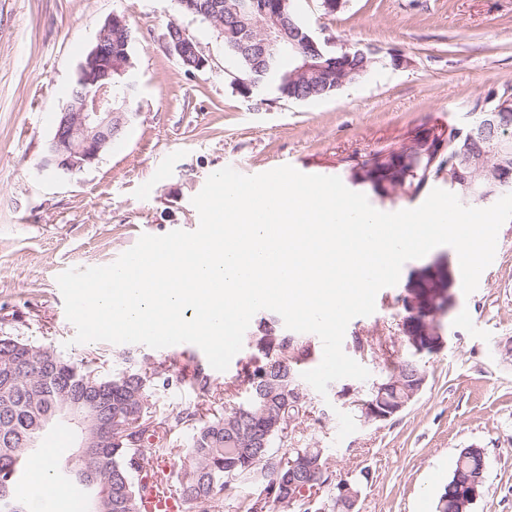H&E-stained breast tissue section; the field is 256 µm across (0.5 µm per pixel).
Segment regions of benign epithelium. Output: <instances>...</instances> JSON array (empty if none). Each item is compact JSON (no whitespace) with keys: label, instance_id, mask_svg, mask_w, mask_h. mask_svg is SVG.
I'll use <instances>...</instances> for the list:
<instances>
[{"label":"benign epithelium","instance_id":"7a95c632","mask_svg":"<svg viewBox=\"0 0 512 512\" xmlns=\"http://www.w3.org/2000/svg\"><path fill=\"white\" fill-rule=\"evenodd\" d=\"M283 3L279 0H267L256 6L244 0L243 14L238 19L239 26L248 32H256L263 39L265 53L275 57L285 51L298 53L300 64L292 76L320 71L318 60L323 51L333 44V38H317L302 34L295 28L285 29L283 25ZM127 30L126 17L114 14L109 17L100 30L97 43L81 64L79 73L90 83L73 112L60 113L54 134L45 146L40 167L58 176H67L95 162L112 142V130H119L131 121L133 100L121 101L113 98L112 85L99 83L91 74L104 68L117 69L122 72L123 62L102 60L101 46L108 34L118 35ZM512 98L501 105L495 112H481L471 126L481 131L496 130L512 124ZM512 182L505 175L496 180L495 185L479 191L481 199L490 203L504 192ZM454 278L448 260L437 257L425 266L415 270L409 277L400 305L412 320L408 321L411 330L406 336L410 357L415 358L428 352H437L445 346V336L440 318L449 313L456 303L452 292ZM415 381L406 388V396L390 400L385 396L386 386L374 381L369 386L372 401L362 399L354 404L362 410V417L367 421L386 420L400 412L423 389L426 375L414 373Z\"/></svg>","mask_w":512,"mask_h":512}]
</instances>
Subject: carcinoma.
I'll return each mask as SVG.
<instances>
[{"instance_id": "1", "label": "carcinoma", "mask_w": 512, "mask_h": 512, "mask_svg": "<svg viewBox=\"0 0 512 512\" xmlns=\"http://www.w3.org/2000/svg\"><path fill=\"white\" fill-rule=\"evenodd\" d=\"M180 10L212 24L244 80L249 85L271 84L279 97L309 101L328 97L354 83L377 65L371 55L341 51L324 55L322 77L287 81L297 57L283 54L267 62L258 41H244L233 14L238 0H221L220 17L211 15L213 0H177ZM285 21L310 33L298 16L294 0H283ZM512 144L508 131L459 132L449 129L438 166L448 165V179L457 177L456 157L467 151L482 159L466 171L467 180L484 188L495 179L499 144ZM436 152L423 145H403L385 153L381 176L371 190L386 195L382 181L401 186L415 196L431 177L429 165ZM255 352L241 370L249 390L246 403L221 413L198 407L193 411L161 412L153 393L172 381L200 392L211 388L204 369L196 364L148 366L102 374L91 363L71 360L51 347L35 345L7 333L0 336V512H26L15 490L31 462L42 455L47 436L65 431L74 438L73 453L55 460L58 479L77 489L85 512H141L148 486L137 476L147 458L145 440L157 437L152 451L181 460L179 491L192 507H208L238 482L260 484L253 497L241 504L243 512H271L277 505L297 512H345V503L333 493L309 501L302 484L313 472L328 468L321 448H295L284 433L289 421L305 415L307 400L289 397L299 387L298 367L313 359L309 336H290L275 327L262 329ZM187 429L184 448L166 447V436ZM287 451L280 452V449ZM486 460L481 452L461 450L455 469L437 503V512H460L459 487L468 481L484 485Z\"/></svg>"}]
</instances>
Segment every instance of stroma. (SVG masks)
Listing matches in <instances>:
<instances>
[{"label": "stroma", "mask_w": 512, "mask_h": 512, "mask_svg": "<svg viewBox=\"0 0 512 512\" xmlns=\"http://www.w3.org/2000/svg\"><path fill=\"white\" fill-rule=\"evenodd\" d=\"M311 31L337 45L377 51L362 80L313 101L261 103L233 83L237 67L215 28L179 12L175 0H0V333L49 346L72 360L97 357L101 372L165 360L140 344L75 343L57 276L113 263L144 234L193 230L192 198L224 167L255 175L282 165L340 177L384 212L412 209L423 195L387 198L354 184L352 170L400 148L417 130L466 127L476 113L512 97V0H297ZM132 31L135 117L99 160L59 177L39 162L66 109L80 64L112 14ZM186 28L208 58L185 72L168 53L169 22ZM404 55L397 66L392 54ZM407 261L401 281L381 289L372 315L347 326L343 350L371 379L382 353L407 355L397 303L422 267ZM443 320L446 345L419 356L421 392L384 421L338 439V413H353L345 378L310 391L303 445L325 449L335 480L357 483L356 512H436L461 449H483L485 486L470 512H512V220L499 229L493 262L476 291L454 286ZM365 353H356L354 338Z\"/></svg>", "instance_id": "1"}]
</instances>
